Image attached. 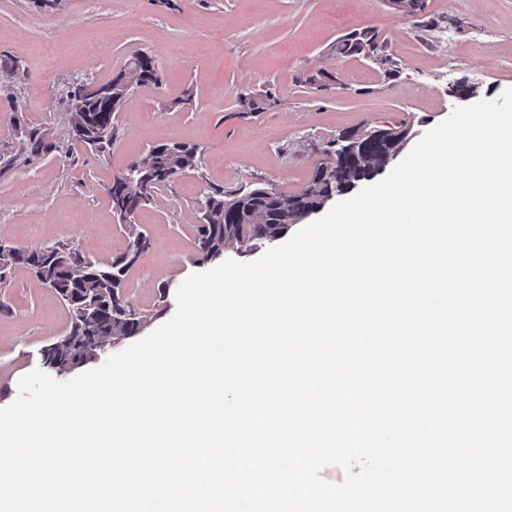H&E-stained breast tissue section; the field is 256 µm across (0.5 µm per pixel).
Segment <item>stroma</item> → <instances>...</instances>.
<instances>
[{"mask_svg": "<svg viewBox=\"0 0 512 512\" xmlns=\"http://www.w3.org/2000/svg\"><path fill=\"white\" fill-rule=\"evenodd\" d=\"M363 27L376 53L340 56L339 37ZM153 56L161 83L131 92L106 153L72 138L63 90L103 84L138 53ZM16 66L0 82V152L17 148L20 128L49 130L56 151L0 173V240L18 247L73 244L107 261L128 238L107 188L150 147L198 145V168L159 187L133 221L151 246L130 269L123 293L154 331L175 313L191 274L210 270L195 247L196 202L211 187L257 180L304 190L330 162L327 144L355 128L402 127L409 144L446 120L459 102L450 86L479 83L491 100L512 88V0H425L402 18L387 0H0V59ZM259 108L243 113L237 94ZM171 293L160 296L161 286ZM71 317L58 296L25 268L0 283V407L20 379L42 366V350Z\"/></svg>", "mask_w": 512, "mask_h": 512, "instance_id": "obj_1", "label": "stroma"}]
</instances>
